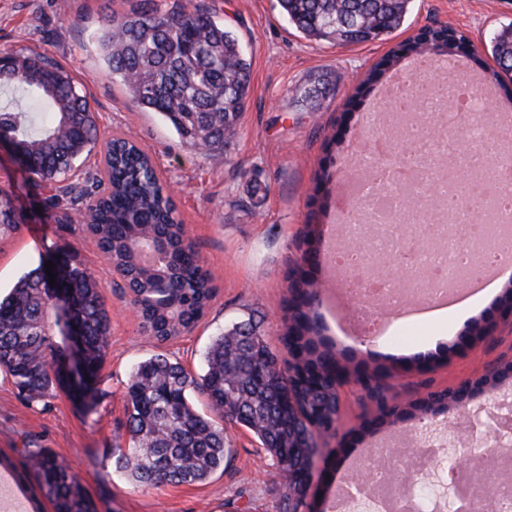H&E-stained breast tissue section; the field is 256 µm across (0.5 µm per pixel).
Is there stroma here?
<instances>
[{"label": "stroma", "mask_w": 512, "mask_h": 512, "mask_svg": "<svg viewBox=\"0 0 512 512\" xmlns=\"http://www.w3.org/2000/svg\"><path fill=\"white\" fill-rule=\"evenodd\" d=\"M190 11L203 5L232 30L253 62L248 107L241 127L224 150L196 152L183 144L158 114L134 104L107 72L94 33L105 17L128 11L135 0H0V53L35 52L63 65L86 94L101 138L120 133L156 162L174 194L179 217L211 274L215 297L201 322L173 342L155 345L145 336L111 266L85 233L59 223L48 204L54 188L33 179L8 154H0V197H9L21 226L0 241V291L9 292L23 272L60 246L74 250L94 272L111 316V334L101 371L99 397L89 410L64 394L29 399L13 379L0 373V452L25 473L30 453L46 450L79 477L97 512H282L285 479L270 454L244 427L229 424L232 450L221 471L203 484L143 488L116 471L112 450L125 440L124 391L133 368L156 353L180 361L193 375L203 372V353L224 327L255 316L270 343L281 332V307L290 269L310 248V227L340 225L335 199L321 209L309 200L321 166H328L331 190L352 175L350 161L363 150L364 113L344 118L354 87L391 47L428 25L464 31L476 46L489 42L512 22V0H412L403 27L388 40L340 46L304 38L289 25L277 0H163ZM489 53L467 60V78L489 83L491 113L512 114V78L490 81ZM336 81L335 96L311 108L298 88L320 75ZM343 140L332 144L334 129ZM334 238H322L313 273L320 284L322 334L333 337L331 321L346 314L340 280L331 271ZM490 301L447 338L494 325L495 330L447 365L426 373L387 379L385 398L410 402L429 391L453 388L512 362V325L497 323ZM434 327L404 323L390 328L367 348L337 342V351L371 364L404 356L432 354L426 343ZM357 386L340 391L337 447L356 428L364 411L375 409Z\"/></svg>", "instance_id": "stroma-1"}]
</instances>
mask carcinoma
<instances>
[{
	"mask_svg": "<svg viewBox=\"0 0 512 512\" xmlns=\"http://www.w3.org/2000/svg\"><path fill=\"white\" fill-rule=\"evenodd\" d=\"M412 0H278L296 30L315 41L359 45L382 41L401 28ZM466 35L440 25L424 27L392 48L348 98L346 112H359L365 98L406 57L430 59L448 54V34ZM109 73L132 101L161 115L194 150H222L237 135L251 82V62L236 35L204 6L166 11L158 0H138L130 11L105 19L95 34ZM500 73H512V40L492 52ZM27 93L38 117L0 109V138L10 140L41 182L56 186L53 205L70 198L64 214L89 234L110 265L124 275L130 304L143 331L156 343L193 329L215 296L195 244L176 216L152 157L122 135L101 142L89 103L71 75L51 58L9 54L0 67V86ZM336 85L322 81L301 90L307 100L325 99ZM102 168L84 184L67 183L75 163L96 145ZM21 225L8 202L0 200V239ZM60 281L70 288V319L84 343L89 382L75 391L57 362L67 351L61 318L40 261L0 297V371L30 398L63 393L88 409L95 403L110 336L111 318L95 274L67 247L55 250ZM319 291L300 268L282 303L287 350L296 380L288 376L252 316L224 328L204 354L205 374L195 377L179 361L154 354L133 368L124 394L128 445L113 449L115 469L138 487L205 482L224 467L229 452L224 422L256 437L283 473L288 489L311 458L297 446L306 425L336 428V366L333 344L322 336L314 304ZM397 366L373 370L358 364L353 373L374 384L378 412L362 421L358 437L416 418L431 421L448 410V391L433 392L404 408L389 405L380 382ZM204 396L209 413L199 411L192 393ZM40 494L53 512H97L96 504L69 468L47 452L29 456Z\"/></svg>",
	"mask_w": 512,
	"mask_h": 512,
	"instance_id": "cac0c4a2",
	"label": "carcinoma"
}]
</instances>
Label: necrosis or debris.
I'll list each match as a JSON object with an SVG mask.
<instances>
[{
    "instance_id": "1",
    "label": "necrosis or debris",
    "mask_w": 512,
    "mask_h": 512,
    "mask_svg": "<svg viewBox=\"0 0 512 512\" xmlns=\"http://www.w3.org/2000/svg\"><path fill=\"white\" fill-rule=\"evenodd\" d=\"M366 125L369 146L355 160L360 205L343 226L346 244L333 261L357 304L354 327L369 338L380 309L404 304L413 283L425 284L426 296L440 297L450 282L484 276L503 254L506 239L489 242L484 229L512 227V136L452 65L415 85L391 82ZM452 168L486 177L464 187L449 180ZM415 224L427 225L432 246H413ZM490 427L498 436L482 449L470 478L487 485L489 508L459 499L460 475L433 468L448 444L423 422L404 459L382 453L371 481L348 483L336 512H512V477L501 474L512 457V410L496 414ZM399 466L411 479L402 487L393 482Z\"/></svg>"
}]
</instances>
